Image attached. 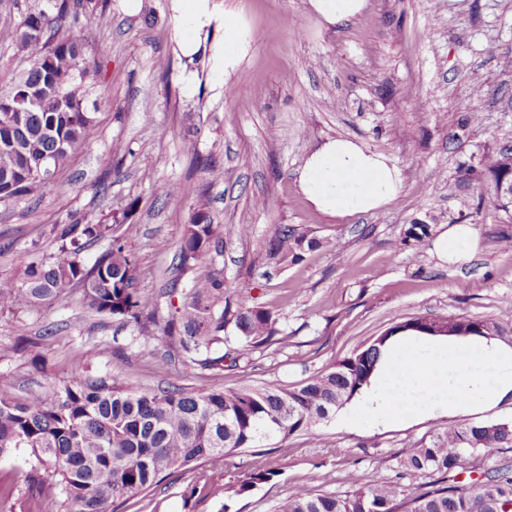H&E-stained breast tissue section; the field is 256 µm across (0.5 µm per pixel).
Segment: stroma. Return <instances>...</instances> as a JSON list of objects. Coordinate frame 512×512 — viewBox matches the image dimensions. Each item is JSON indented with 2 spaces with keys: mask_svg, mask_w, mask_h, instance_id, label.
<instances>
[{
  "mask_svg": "<svg viewBox=\"0 0 512 512\" xmlns=\"http://www.w3.org/2000/svg\"><path fill=\"white\" fill-rule=\"evenodd\" d=\"M31 2L0 0V86L27 66L12 40ZM211 4L216 15L231 14L244 36L230 71L215 53L224 44L221 23L194 55L182 54L186 29L173 0H105L61 23L59 36L77 38L85 61L100 69L92 96L97 126L48 187L0 203V277L31 261V242L53 256V225L134 204L119 232L137 259L147 308L168 313L162 289L171 277L186 288L194 277L220 272L233 303L264 307L278 319L281 343L216 373L214 383L227 389L302 384L416 315L506 319L512 203L470 171L512 145V0H367L341 27L323 24L308 0ZM237 84L244 96L228 94ZM474 106L480 122L461 126ZM191 133L206 168L191 165L183 150ZM334 138L385 155L401 172L398 195L342 219L316 210L298 172ZM117 144L126 150L119 166ZM185 184L194 191L181 206L163 204L162 189ZM200 208L223 225L224 250L180 275L175 257ZM278 224L308 229L320 248L298 263L267 266L262 252ZM413 224L431 225L436 235L470 225L477 249L469 261H443L431 242L403 245ZM239 225L249 226V237L233 234ZM48 327L55 338L37 367L16 342ZM166 351L164 337L143 343L132 326L88 310L76 291L45 311L0 312V394L22 399L81 374L112 376L133 392L197 385L196 368L173 361L156 369ZM448 424L439 416L361 428L332 413L317 438L290 437L287 455L276 459V481L235 500L229 512H274L298 484L342 495L369 477H394L400 449ZM202 472L221 483L231 477L223 463L193 464L119 512H189L186 499Z\"/></svg>",
  "mask_w": 512,
  "mask_h": 512,
  "instance_id": "35a3bbf8",
  "label": "stroma"
}]
</instances>
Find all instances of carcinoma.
<instances>
[{"label":"carcinoma","instance_id":"1","mask_svg":"<svg viewBox=\"0 0 512 512\" xmlns=\"http://www.w3.org/2000/svg\"><path fill=\"white\" fill-rule=\"evenodd\" d=\"M82 7L73 0H44L34 5L16 30L17 49L34 56L30 67L0 94V121L19 132L18 147L8 149L0 129V201L22 198L47 184L38 174V160L55 156L63 169L82 152L96 123L86 110L95 83L72 38L44 39L53 23ZM35 89L40 106L24 109V93ZM112 225L83 218L53 228L57 255L30 262L20 278H0V311L50 308L81 288L85 307L117 317L133 326L145 342L161 334L173 353L157 361L164 370L172 356L202 372L230 366L254 350L280 341L278 320L263 307L233 305L227 300L224 274L192 280L180 306L164 316L147 310L136 288L137 263L123 238L88 266L84 249L108 236ZM431 234V225L412 224L403 242L417 246ZM321 242L297 226L280 224L265 246L264 259L282 266L303 259ZM224 249L223 230L209 212H194L186 230L178 265L183 270L203 256ZM512 344V324L460 316L417 315L389 329L362 349L296 387L250 385L226 390L207 381L189 389L131 392L107 377H77L49 382L24 400L0 395V459L20 449L29 454L24 500L13 487L0 485V512H45L60 505L65 512H115L114 506L158 486L193 463L225 460L250 451L255 461L218 484L201 474L190 490L191 508L224 496L232 500L275 481L280 471L265 447L283 454L288 438L304 432L317 435L326 415L343 408L370 383L389 340L415 333L428 336H487ZM232 333H226L227 329ZM512 449V421L491 420L450 425L400 451L402 471L389 480L370 479L344 495L316 493L297 485L277 503L275 512H512V461L500 454ZM493 465L458 484L474 456ZM432 476L410 493L405 476Z\"/></svg>","mask_w":512,"mask_h":512}]
</instances>
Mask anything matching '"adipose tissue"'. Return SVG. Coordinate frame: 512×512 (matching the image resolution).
Segmentation results:
<instances>
[{
    "label": "adipose tissue",
    "instance_id": "obj_1",
    "mask_svg": "<svg viewBox=\"0 0 512 512\" xmlns=\"http://www.w3.org/2000/svg\"><path fill=\"white\" fill-rule=\"evenodd\" d=\"M174 8L189 20V34L180 49L192 55L215 19L209 0H174ZM401 181L400 170L384 155L344 138L326 141L298 174L307 200L318 211L338 218L379 210L397 195ZM433 249L448 262L467 261L476 249L474 231L467 224L452 225L434 240Z\"/></svg>",
    "mask_w": 512,
    "mask_h": 512
}]
</instances>
